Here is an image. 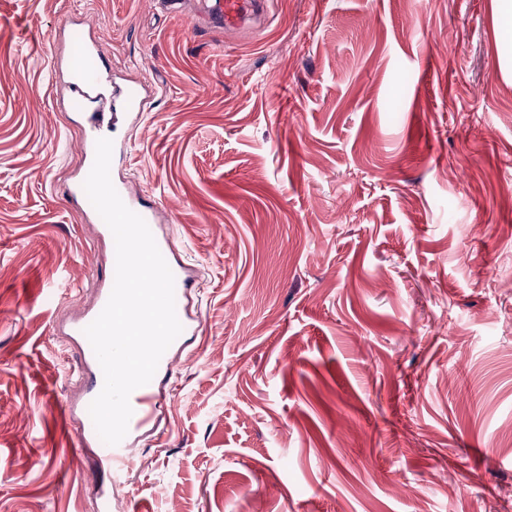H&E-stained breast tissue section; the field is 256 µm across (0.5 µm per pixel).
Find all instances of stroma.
Masks as SVG:
<instances>
[{
    "mask_svg": "<svg viewBox=\"0 0 512 512\" xmlns=\"http://www.w3.org/2000/svg\"><path fill=\"white\" fill-rule=\"evenodd\" d=\"M0 0V512H96L56 324L112 250L65 191L47 45ZM498 0H274L224 35L96 0L167 89L124 136L203 333L112 512H512V50ZM184 299H176L183 309ZM485 449L484 458L472 455ZM164 259L174 275L175 288H179L181 295L187 297L197 288L196 269L178 259L172 260L168 256Z\"/></svg>",
    "mask_w": 512,
    "mask_h": 512,
    "instance_id": "1",
    "label": "stroma"
}]
</instances>
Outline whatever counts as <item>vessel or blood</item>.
I'll return each mask as SVG.
<instances>
[{
  "label": "vessel or blood",
  "mask_w": 512,
  "mask_h": 512,
  "mask_svg": "<svg viewBox=\"0 0 512 512\" xmlns=\"http://www.w3.org/2000/svg\"><path fill=\"white\" fill-rule=\"evenodd\" d=\"M201 12L207 27L236 33L260 24L267 11V0H200ZM63 29L83 27L87 30L86 41L78 46L67 47L64 55L54 57V68L49 82V96L57 105L70 108L80 114L83 136L79 144L81 152L94 155L97 139L107 127H130L140 124L146 112L151 111L163 92L153 77L142 74L127 79L122 71L105 69L102 59V35L84 13L67 14ZM114 187L124 204L140 215L145 222L154 221L160 214L159 204L144 205V194L135 179L129 176L116 180ZM160 252L171 254L169 267L174 275L175 286L182 295H190L197 286L194 267L174 259L175 250L169 237L156 236ZM114 284L113 277L97 279V300L78 321L65 325L64 337L69 341L77 357V381L81 384L78 399L67 402V415L82 413L84 408L101 392L104 375L92 347L85 345V328L105 307ZM182 333L162 355L152 380L136 389L130 396L133 415L128 433L115 446L102 445L93 424L82 425L77 431L78 447L101 446L102 452L93 460V467L106 477L105 486L98 494L110 500L114 490L125 488L130 482L134 467L133 444L142 436L155 432L162 409V398L174 373V351L193 346L201 334V321L197 314L188 312L181 318Z\"/></svg>",
  "instance_id": "obj_1"
}]
</instances>
